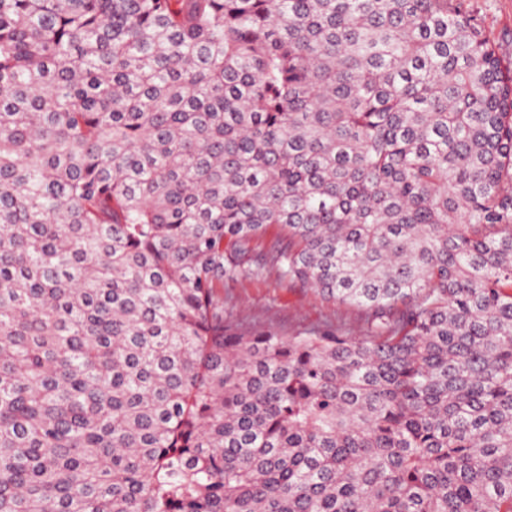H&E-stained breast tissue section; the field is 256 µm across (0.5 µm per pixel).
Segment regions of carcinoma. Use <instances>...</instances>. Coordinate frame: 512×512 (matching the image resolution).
<instances>
[{
    "instance_id": "carcinoma-1",
    "label": "carcinoma",
    "mask_w": 512,
    "mask_h": 512,
    "mask_svg": "<svg viewBox=\"0 0 512 512\" xmlns=\"http://www.w3.org/2000/svg\"><path fill=\"white\" fill-rule=\"evenodd\" d=\"M245 267L363 324L243 330ZM0 512H512L468 0H0Z\"/></svg>"
}]
</instances>
